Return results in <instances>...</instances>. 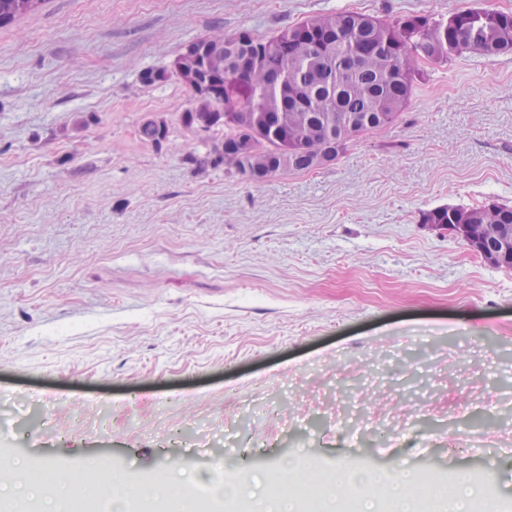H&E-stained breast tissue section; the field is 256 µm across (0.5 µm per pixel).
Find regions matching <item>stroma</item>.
Masks as SVG:
<instances>
[{
    "label": "stroma",
    "instance_id": "obj_1",
    "mask_svg": "<svg viewBox=\"0 0 512 512\" xmlns=\"http://www.w3.org/2000/svg\"><path fill=\"white\" fill-rule=\"evenodd\" d=\"M468 7L512 0H43L0 28V459L104 455L135 495L215 457L230 481L356 458L386 484L458 473L512 512V270L420 221L512 205V56L420 61L395 123L261 183L198 166L189 88L141 80L195 38ZM352 404L425 447L351 452ZM140 137L147 142L155 145H161L166 141L170 134V127L165 120L160 123L152 118L145 119L139 126Z\"/></svg>",
    "mask_w": 512,
    "mask_h": 512
}]
</instances>
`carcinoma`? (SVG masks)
<instances>
[{
	"mask_svg": "<svg viewBox=\"0 0 512 512\" xmlns=\"http://www.w3.org/2000/svg\"><path fill=\"white\" fill-rule=\"evenodd\" d=\"M43 0H0V27L36 10ZM464 54H512V13L467 8L436 18L408 15L395 20H372L343 11L308 18L271 37L247 29L219 37L184 43L173 66L148 69L146 85L175 76L188 86L192 103L180 115L181 125L202 129L212 150L198 165L224 163V152L237 149L247 138L236 123L224 120V77L231 79L245 105L255 110L273 103L279 112H297L312 128L331 164L356 137L395 122L413 94L415 70L401 71L404 58H427L446 63ZM275 71L288 67V88L277 83L253 84L240 70L243 61ZM354 120L350 130L344 120ZM170 134L166 121L148 118L139 126L140 137L160 145ZM283 128L269 127L262 144L266 170L257 175L244 168L238 174L259 182L280 172H307L320 168L311 155L291 143ZM457 206H439L421 214L424 224H453Z\"/></svg>",
	"mask_w": 512,
	"mask_h": 512,
	"instance_id": "1",
	"label": "carcinoma"
}]
</instances>
